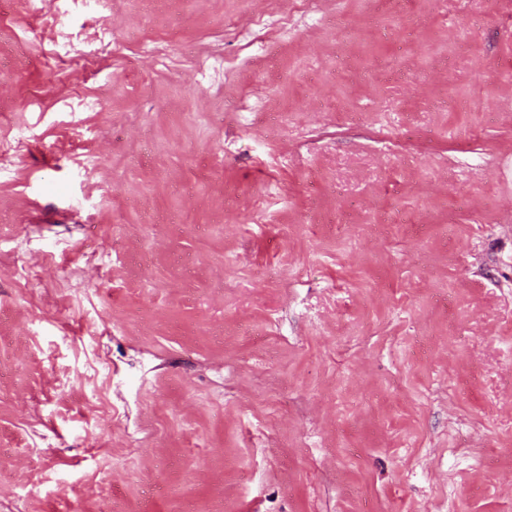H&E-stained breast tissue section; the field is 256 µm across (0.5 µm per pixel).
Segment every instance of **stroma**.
Here are the masks:
<instances>
[{"instance_id": "stroma-1", "label": "stroma", "mask_w": 512, "mask_h": 512, "mask_svg": "<svg viewBox=\"0 0 512 512\" xmlns=\"http://www.w3.org/2000/svg\"><path fill=\"white\" fill-rule=\"evenodd\" d=\"M0 512H512V0H0Z\"/></svg>"}]
</instances>
